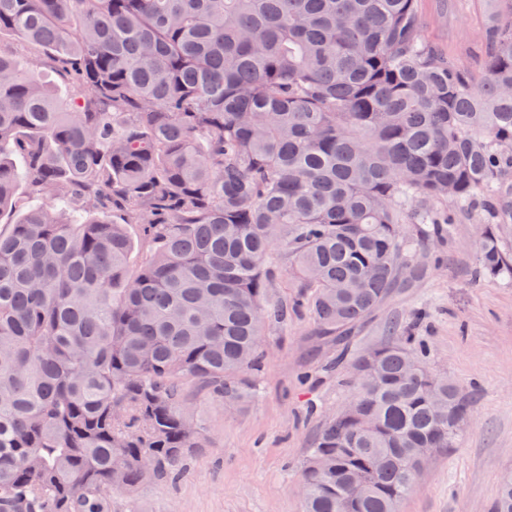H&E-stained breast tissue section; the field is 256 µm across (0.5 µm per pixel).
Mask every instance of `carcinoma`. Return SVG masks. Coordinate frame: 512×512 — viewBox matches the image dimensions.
Segmentation results:
<instances>
[{"mask_svg":"<svg viewBox=\"0 0 512 512\" xmlns=\"http://www.w3.org/2000/svg\"><path fill=\"white\" fill-rule=\"evenodd\" d=\"M491 2L474 70L418 0H0V512L178 479L202 446L185 384L243 402L290 309L347 339L450 238L437 202L484 212L478 272L512 283V0ZM426 358L410 335L359 351L302 512H399L453 446L471 401Z\"/></svg>","mask_w":512,"mask_h":512,"instance_id":"1","label":"carcinoma"}]
</instances>
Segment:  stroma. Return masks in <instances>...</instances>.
<instances>
[{
  "mask_svg": "<svg viewBox=\"0 0 512 512\" xmlns=\"http://www.w3.org/2000/svg\"><path fill=\"white\" fill-rule=\"evenodd\" d=\"M420 9L425 36L479 68L486 0H448L444 10L421 0ZM453 223L427 277L389 297L350 342L321 335L307 316L267 328L254 401L228 406L187 385L203 447L185 459L177 481L112 492V512H301L302 465L325 414L354 393L353 357L406 332L429 346L428 368L448 375L472 408L454 446L429 461L400 512H492L499 481L512 474V288L476 274L479 222L457 211Z\"/></svg>",
  "mask_w": 512,
  "mask_h": 512,
  "instance_id": "stroma-1",
  "label": "stroma"
}]
</instances>
